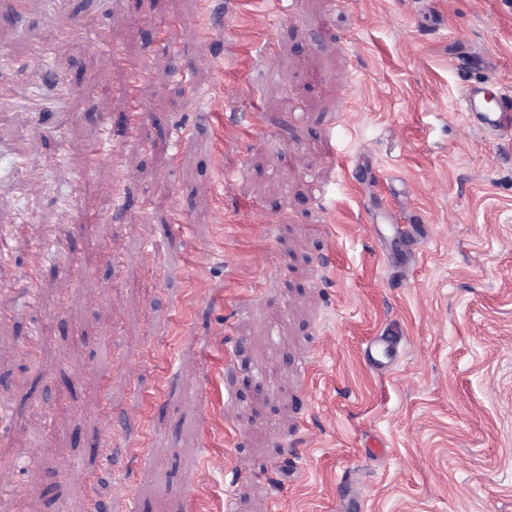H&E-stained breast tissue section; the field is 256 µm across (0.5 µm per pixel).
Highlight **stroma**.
Instances as JSON below:
<instances>
[{
  "instance_id": "35a3bbf8",
  "label": "stroma",
  "mask_w": 512,
  "mask_h": 512,
  "mask_svg": "<svg viewBox=\"0 0 512 512\" xmlns=\"http://www.w3.org/2000/svg\"><path fill=\"white\" fill-rule=\"evenodd\" d=\"M210 2L205 47L200 0L0 11L47 101L0 114V512H512V137L460 108L512 93V0ZM490 89L486 85H469L462 94L463 108L466 117L485 139L494 141L511 137L512 134V96L500 94L499 108L496 112H488L484 101ZM397 356L396 346L387 345L383 336H374L365 343V360L371 368L377 371H389L394 366ZM112 486V510L114 512H136V501L125 490L123 479L113 476Z\"/></svg>"
}]
</instances>
